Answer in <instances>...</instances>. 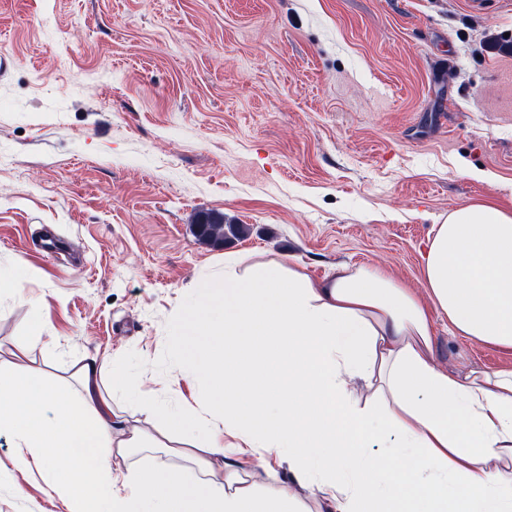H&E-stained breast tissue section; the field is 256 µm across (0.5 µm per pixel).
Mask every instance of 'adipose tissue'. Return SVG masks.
Wrapping results in <instances>:
<instances>
[{
    "label": "adipose tissue",
    "instance_id": "adipose-tissue-1",
    "mask_svg": "<svg viewBox=\"0 0 512 512\" xmlns=\"http://www.w3.org/2000/svg\"><path fill=\"white\" fill-rule=\"evenodd\" d=\"M199 281L175 338L214 336L201 442L112 479L143 438L112 403L107 359L71 396L0 369V433L73 512H512V367L462 377L434 362L432 319L512 351V208L488 198L435 225L425 295L345 264L313 282L283 259ZM385 453H375L379 444Z\"/></svg>",
    "mask_w": 512,
    "mask_h": 512
}]
</instances>
